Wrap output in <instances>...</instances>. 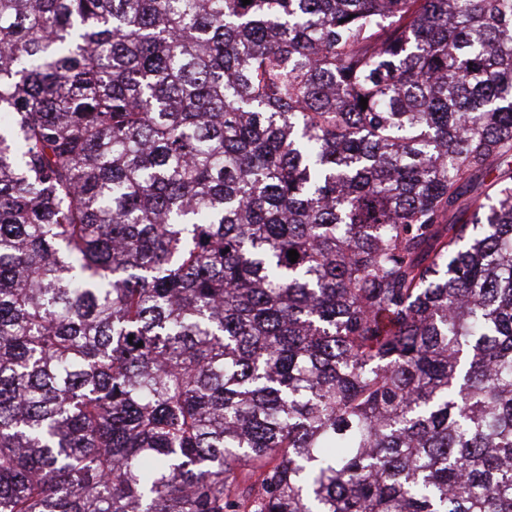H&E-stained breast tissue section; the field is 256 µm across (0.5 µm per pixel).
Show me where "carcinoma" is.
I'll list each match as a JSON object with an SVG mask.
<instances>
[{"label":"carcinoma","instance_id":"obj_1","mask_svg":"<svg viewBox=\"0 0 512 512\" xmlns=\"http://www.w3.org/2000/svg\"><path fill=\"white\" fill-rule=\"evenodd\" d=\"M0 512H512V0H0Z\"/></svg>","mask_w":512,"mask_h":512}]
</instances>
